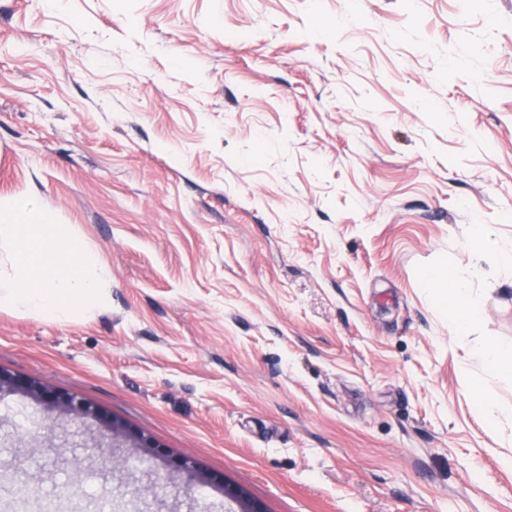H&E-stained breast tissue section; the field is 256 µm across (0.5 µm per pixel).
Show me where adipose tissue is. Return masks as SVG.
I'll return each mask as SVG.
<instances>
[{
    "label": "adipose tissue",
    "instance_id": "1",
    "mask_svg": "<svg viewBox=\"0 0 512 512\" xmlns=\"http://www.w3.org/2000/svg\"><path fill=\"white\" fill-rule=\"evenodd\" d=\"M0 244L12 248L8 266L0 265V307L66 320L108 303L105 269L78 240L59 231L49 212L24 200L0 207ZM427 281L455 310L449 334L478 319L482 301L467 282L449 283L436 272Z\"/></svg>",
    "mask_w": 512,
    "mask_h": 512
}]
</instances>
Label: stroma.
Segmentation results:
<instances>
[{"label":"stroma","instance_id":"obj_1","mask_svg":"<svg viewBox=\"0 0 512 512\" xmlns=\"http://www.w3.org/2000/svg\"><path fill=\"white\" fill-rule=\"evenodd\" d=\"M109 274L66 321L0 308V486L29 512H194L184 460L267 512H512V0H0V201ZM467 278L449 335L426 284ZM28 408L27 429L15 409ZM157 446L116 447L107 427ZM474 236L477 241L476 254L479 259L496 265H512L511 244L506 246L498 242H489L480 227L475 228ZM427 281L455 309V319L448 327L450 335H458L478 319L482 300L467 282L456 280L447 284L444 276L437 272L429 273ZM474 360L488 368H497L506 362H512V343H491L479 349ZM4 390L28 394L39 401L57 405L75 419H82L90 414L89 409L80 400L73 397L62 399L49 395V392L42 387L32 382L22 384L18 378L0 368V391Z\"/></svg>","mask_w":512,"mask_h":512}]
</instances>
